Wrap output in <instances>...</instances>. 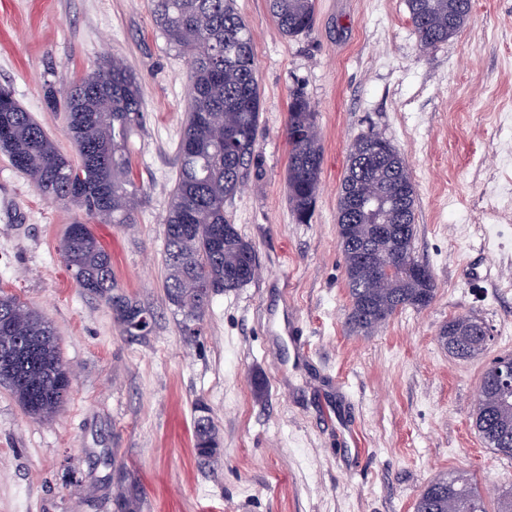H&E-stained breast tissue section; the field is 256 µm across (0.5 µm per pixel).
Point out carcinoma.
<instances>
[{
    "mask_svg": "<svg viewBox=\"0 0 512 512\" xmlns=\"http://www.w3.org/2000/svg\"><path fill=\"white\" fill-rule=\"evenodd\" d=\"M424 48L448 40L468 19L472 0H406ZM279 31L293 38L314 21V0H268ZM151 10L170 47L190 57L189 106L178 144V169L166 214V298L196 334L211 298L252 282L253 246L225 212L243 185L261 121L253 38L235 0H151ZM99 69L106 87L81 86L66 102L67 134L78 160L62 155L12 90L0 86V150L49 200L77 204L97 224H133L140 203L129 141L143 127L139 82L122 60L105 57ZM287 188L300 224L311 219L323 166L316 113L302 95L292 97L286 125ZM416 192L400 151L380 133L359 136L349 149L337 204L338 242L350 298L347 323L369 335L399 309L428 307L437 290L430 268L413 251L414 236L379 237L377 224H413ZM67 269L78 286L105 296L122 333L146 307L120 292L112 257L91 227H68L63 242ZM473 316L448 320L439 342L469 359L485 350ZM69 370L59 355L50 323L14 295L0 291V382L9 384L26 412L50 419L69 390ZM474 426L486 447L512 458V389L487 367L480 380ZM416 512H487L478 487L451 473L428 484Z\"/></svg>",
    "mask_w": 512,
    "mask_h": 512,
    "instance_id": "1",
    "label": "carcinoma"
}]
</instances>
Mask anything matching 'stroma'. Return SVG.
<instances>
[{"mask_svg":"<svg viewBox=\"0 0 512 512\" xmlns=\"http://www.w3.org/2000/svg\"><path fill=\"white\" fill-rule=\"evenodd\" d=\"M250 29L261 123L226 212L254 247L256 278L214 295L198 335L165 296L162 224L178 168L189 62L156 30L150 0H0V85L75 157L61 90L120 58L146 115L133 135L137 221L93 230L125 292L157 314L125 336L106 298L61 256L74 203L46 200L0 152V291L51 321L71 372L50 420L0 383V512H415L426 485L463 472L488 502L512 490V459L474 428L485 365L512 354V0H473L463 28L421 48L405 0H315L287 38L267 0H236ZM317 114L324 155L310 223L288 203V104ZM376 131L405 157L417 197L414 252L437 294L359 335L336 207L350 145ZM487 281L469 280L472 267ZM476 316L487 351L440 344L449 319ZM219 431L212 461L194 449L196 404Z\"/></svg>","mask_w":512,"mask_h":512,"instance_id":"obj_1","label":"stroma"}]
</instances>
